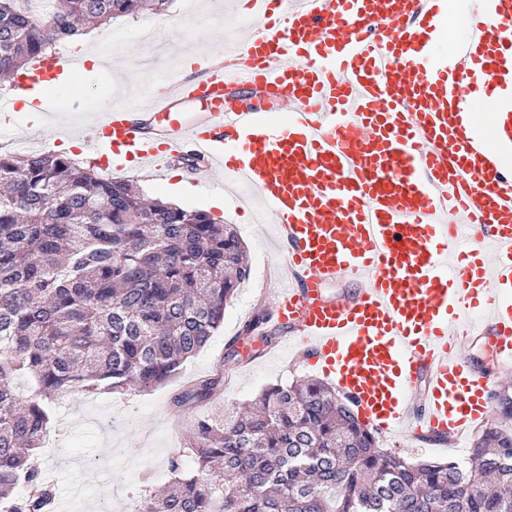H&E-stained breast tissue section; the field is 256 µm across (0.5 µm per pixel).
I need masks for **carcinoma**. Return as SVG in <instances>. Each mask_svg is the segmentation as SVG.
Returning <instances> with one entry per match:
<instances>
[{
    "mask_svg": "<svg viewBox=\"0 0 512 512\" xmlns=\"http://www.w3.org/2000/svg\"><path fill=\"white\" fill-rule=\"evenodd\" d=\"M0 0V80L86 25L169 0ZM230 224L146 200L130 184L56 152H0V512H53L55 487L36 458L45 400L73 390L123 393L167 383L224 320L246 277ZM267 312L227 342L220 365L171 393L175 409L218 402L237 342L267 346ZM27 377L35 394L16 389ZM499 422L458 462H413L378 447L350 404L314 380L265 387L258 410L197 419L170 485L138 512H512V393Z\"/></svg>",
    "mask_w": 512,
    "mask_h": 512,
    "instance_id": "1",
    "label": "carcinoma"
}]
</instances>
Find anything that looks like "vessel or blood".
Wrapping results in <instances>:
<instances>
[{
  "instance_id": "1",
  "label": "vessel or blood",
  "mask_w": 512,
  "mask_h": 512,
  "mask_svg": "<svg viewBox=\"0 0 512 512\" xmlns=\"http://www.w3.org/2000/svg\"><path fill=\"white\" fill-rule=\"evenodd\" d=\"M239 8L250 29L106 104L88 146L157 180L190 156L211 194L253 189L282 271L263 294L280 350L333 377L378 435L456 444L489 424L499 381L472 347L512 358V0ZM452 14L466 26L449 51ZM76 68L42 60L0 114L51 112L35 89Z\"/></svg>"
}]
</instances>
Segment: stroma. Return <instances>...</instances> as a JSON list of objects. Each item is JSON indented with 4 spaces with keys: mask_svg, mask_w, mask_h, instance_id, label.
<instances>
[{
    "mask_svg": "<svg viewBox=\"0 0 512 512\" xmlns=\"http://www.w3.org/2000/svg\"><path fill=\"white\" fill-rule=\"evenodd\" d=\"M192 0H171L167 10L157 15L158 24L166 26L177 46L198 49L200 44L220 48L243 22L221 17L213 9L217 0H193L196 10H188ZM147 14L112 21L103 38L79 39L67 46L69 54L103 49L117 42L119 57L128 60L125 69L94 71L78 69L72 82L54 91L56 111L33 128L27 112L13 113L0 124V145L8 151L28 153L55 147L59 151L92 158L84 147H70L68 137L87 133V119L98 112L107 96L120 90H136L149 78L136 66L145 48L137 30L147 21ZM252 209L239 210L225 203L219 213L220 223L234 225L249 258L250 273L236 289L224 308V324L207 345L191 357L169 384L130 390L125 394L71 392L62 400L48 401L51 416L49 430L39 450V467L55 483V512H97L107 502L125 508L129 500L140 498L148 490L167 484L171 479L169 460L185 446L193 421L203 416L204 408L177 411L169 403L171 391L187 380L212 372L223 358L225 345L257 312L261 290L272 288L267 275L275 259L268 232L252 222ZM239 369L226 386L223 404L240 407L252 400L265 386L290 384L315 377L316 372L291 355L278 353L276 347L242 341L238 344ZM380 448L412 461L442 460L460 457L471 448L463 441L453 448L416 446L391 437L381 438Z\"/></svg>",
    "mask_w": 512,
    "mask_h": 512,
    "instance_id": "35a3bbf8",
    "label": "stroma"
}]
</instances>
